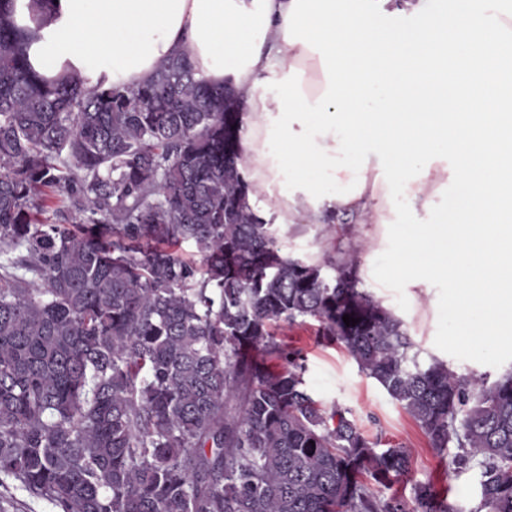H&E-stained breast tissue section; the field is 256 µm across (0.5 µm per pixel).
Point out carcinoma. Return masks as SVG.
<instances>
[{"mask_svg":"<svg viewBox=\"0 0 512 512\" xmlns=\"http://www.w3.org/2000/svg\"><path fill=\"white\" fill-rule=\"evenodd\" d=\"M13 5L0 0V477L57 512H408L358 475L397 482L409 451L321 408L275 339L313 320L455 449L453 469L479 468L473 512H512V371L489 383L423 359L354 260L285 254L246 203L242 106L187 56L135 87L48 80ZM414 499L452 512L428 484Z\"/></svg>","mask_w":512,"mask_h":512,"instance_id":"1","label":"carcinoma"}]
</instances>
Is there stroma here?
<instances>
[{"instance_id":"stroma-1","label":"stroma","mask_w":512,"mask_h":512,"mask_svg":"<svg viewBox=\"0 0 512 512\" xmlns=\"http://www.w3.org/2000/svg\"><path fill=\"white\" fill-rule=\"evenodd\" d=\"M393 207L389 225L356 224L340 218L330 233L321 224L290 225L283 238L284 249L290 256L317 261L354 254L364 289L403 322L422 356L443 360L466 377L484 375L493 380L512 369V337L491 329L480 336L457 334L447 281L428 278L412 287L391 279L392 258L400 245L397 225L433 220L432 211L412 212L399 194ZM276 339L282 347L302 353L305 385L323 408L349 411L351 419L378 439L381 447L397 445L409 450L408 477L381 489V496H397L410 504L415 484L426 483L447 492L454 512H472L480 495L477 470L449 468V451L433 448L413 418L359 369L345 348L323 338L317 322L281 325Z\"/></svg>"}]
</instances>
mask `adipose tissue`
<instances>
[{
    "instance_id": "ef3b65f1",
    "label": "adipose tissue",
    "mask_w": 512,
    "mask_h": 512,
    "mask_svg": "<svg viewBox=\"0 0 512 512\" xmlns=\"http://www.w3.org/2000/svg\"><path fill=\"white\" fill-rule=\"evenodd\" d=\"M411 13L410 26L389 24ZM26 55L52 79L107 73L135 86L186 54L198 76L229 83L248 204L263 220L345 214L392 221L391 193L433 223L400 227L394 271L431 272L512 334V8L453 0H15ZM276 85L269 97L261 84Z\"/></svg>"
}]
</instances>
